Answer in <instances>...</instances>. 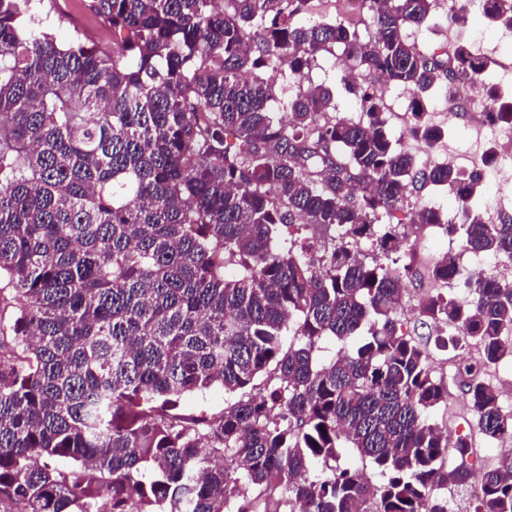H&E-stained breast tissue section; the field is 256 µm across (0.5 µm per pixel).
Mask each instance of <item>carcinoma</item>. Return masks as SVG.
Returning a JSON list of instances; mask_svg holds the SVG:
<instances>
[{
  "label": "carcinoma",
  "instance_id": "obj_1",
  "mask_svg": "<svg viewBox=\"0 0 512 512\" xmlns=\"http://www.w3.org/2000/svg\"><path fill=\"white\" fill-rule=\"evenodd\" d=\"M215 2L90 0L109 40L89 46L36 29L35 0H0V512H448L474 448L431 420L448 383L429 346L480 347L459 387L487 440L512 438L485 376L512 358V284L443 257L428 277L470 301L430 293L432 334L399 332L413 270L389 258L392 218L409 186H446L461 208L410 223L510 261L512 218L482 221L481 174L417 167L370 78L412 93L427 141L433 86L501 92L468 45L407 38L437 0H354L364 34L319 0ZM481 12L505 24L512 0ZM326 55L364 75L339 80L364 118L311 82ZM217 385L237 394L224 410L177 412ZM346 448L382 481L338 465ZM481 484L474 512H512V450Z\"/></svg>",
  "mask_w": 512,
  "mask_h": 512
}]
</instances>
